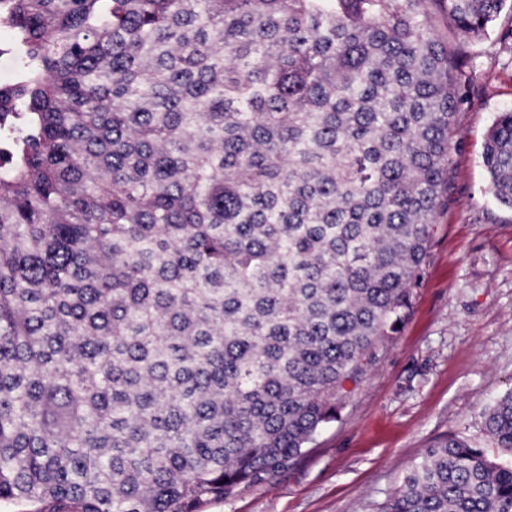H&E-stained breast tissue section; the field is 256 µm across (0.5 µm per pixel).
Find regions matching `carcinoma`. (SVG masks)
Instances as JSON below:
<instances>
[{
	"mask_svg": "<svg viewBox=\"0 0 512 512\" xmlns=\"http://www.w3.org/2000/svg\"><path fill=\"white\" fill-rule=\"evenodd\" d=\"M506 10L0 0V502L203 512L300 457L410 310ZM482 163L512 212V110ZM382 512H512V464L450 437Z\"/></svg>",
	"mask_w": 512,
	"mask_h": 512,
	"instance_id": "carcinoma-1",
	"label": "carcinoma"
}]
</instances>
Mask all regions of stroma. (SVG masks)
I'll return each mask as SVG.
<instances>
[{
	"mask_svg": "<svg viewBox=\"0 0 512 512\" xmlns=\"http://www.w3.org/2000/svg\"><path fill=\"white\" fill-rule=\"evenodd\" d=\"M501 16L479 41L455 116L453 200L433 225L412 307L357 382L345 385L335 420L304 455L272 478L241 485L204 512H379L407 466L456 437L512 463L484 415L512 390V213L486 193L482 154L496 113L512 110V54Z\"/></svg>",
	"mask_w": 512,
	"mask_h": 512,
	"instance_id": "35a3bbf8",
	"label": "stroma"
}]
</instances>
